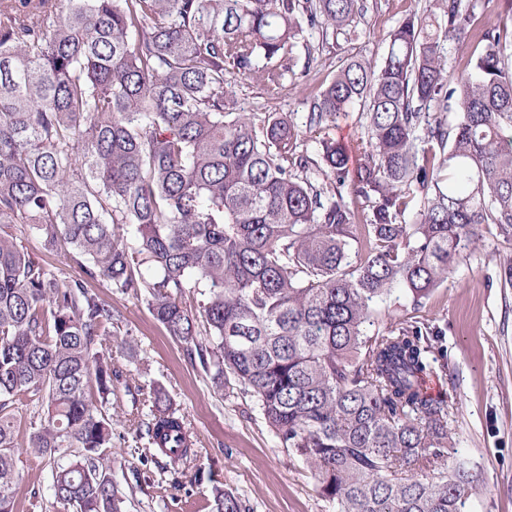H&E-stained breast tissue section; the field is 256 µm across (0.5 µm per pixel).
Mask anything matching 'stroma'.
Returning <instances> with one entry per match:
<instances>
[{
	"label": "stroma",
	"mask_w": 512,
	"mask_h": 512,
	"mask_svg": "<svg viewBox=\"0 0 512 512\" xmlns=\"http://www.w3.org/2000/svg\"><path fill=\"white\" fill-rule=\"evenodd\" d=\"M367 10L355 34L323 39L304 29L299 46L311 47L317 62L308 81L286 79L280 99L268 100L259 80L234 77L236 112L292 114L304 123L311 87L330 80L342 58L355 55L381 66L388 35L406 17L424 16L436 0H366ZM333 138L350 157L367 140L362 106H354L336 126L303 136L300 148L320 159V138ZM17 247L45 264L62 280L83 278L69 245L48 251L28 224L8 228ZM482 239L461 258L447 283L413 309L406 291L391 294L378 307L377 329L407 318L445 327L433 339L434 376L439 393L452 401L448 429L458 455L467 460L478 482L467 512H512V285L500 276L512 264V241L494 225L483 226ZM91 289L112 307V327L103 344L112 357V460L109 476L124 499V512H212L213 486L236 497L244 512H335L320 494L311 468L283 448L249 395L234 381L216 386L199 362L168 335L143 298L95 280ZM167 395L195 440L188 464L173 470L150 444L136 435L138 421L152 410L150 387ZM35 398L17 400L15 454L18 477L12 487L13 512H64L50 490V460L32 448L30 435L40 426Z\"/></svg>",
	"instance_id": "stroma-1"
}]
</instances>
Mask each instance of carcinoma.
Masks as SVG:
<instances>
[{"mask_svg": "<svg viewBox=\"0 0 512 512\" xmlns=\"http://www.w3.org/2000/svg\"><path fill=\"white\" fill-rule=\"evenodd\" d=\"M444 22L412 15L379 69L354 56L310 94L305 129L286 113L233 111L232 79L258 75L271 99L294 71L302 24L349 34L364 0H14L0 15V512H13V398L45 405L31 447L51 459L55 499L120 512L104 471L112 447V361L98 336L112 306L63 281L3 230L31 224L68 243L91 279L133 292L213 382L233 377L282 447L315 472L336 512H465L474 478L448 433V402L425 396L428 331L366 332L400 288L413 309L448 281L485 224L512 240V65L504 30L440 0ZM469 51L446 70L445 45ZM443 101L461 113L431 117ZM368 139L355 166L303 132L355 104ZM369 203L366 223L344 200ZM419 219L402 218L414 194ZM367 253L351 258L352 241ZM153 279L136 276L139 261ZM203 297L183 302L186 289ZM101 398H86L90 384ZM137 423L169 463L194 455L184 421L152 391ZM82 454L67 458L70 448ZM216 512H242L216 487Z\"/></svg>", "mask_w": 512, "mask_h": 512, "instance_id": "obj_1", "label": "carcinoma"}]
</instances>
